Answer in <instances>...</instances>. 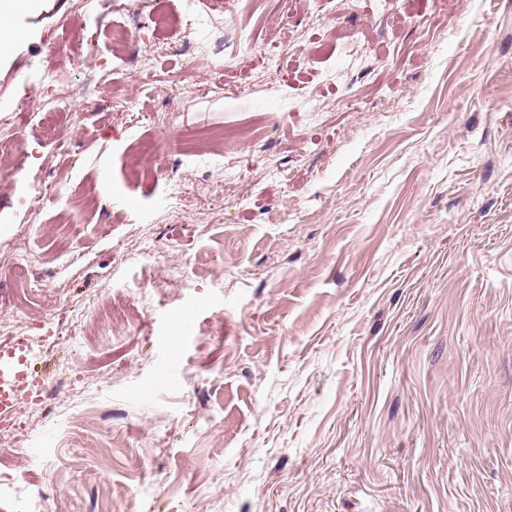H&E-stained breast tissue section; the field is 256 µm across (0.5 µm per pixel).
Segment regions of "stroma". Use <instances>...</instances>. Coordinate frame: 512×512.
<instances>
[{
	"label": "stroma",
	"mask_w": 512,
	"mask_h": 512,
	"mask_svg": "<svg viewBox=\"0 0 512 512\" xmlns=\"http://www.w3.org/2000/svg\"><path fill=\"white\" fill-rule=\"evenodd\" d=\"M91 3L0 56V309L51 339L0 512H512V0H212L218 68L183 0ZM59 53L60 48L55 47L53 51L46 55L41 65L39 98L41 99L42 110L66 115L83 111L84 103L56 92V85L59 80L57 63ZM15 279L11 288L20 286L31 292H37L42 288L41 274L37 273L35 266L28 260L22 259L15 265Z\"/></svg>",
	"instance_id": "obj_1"
}]
</instances>
